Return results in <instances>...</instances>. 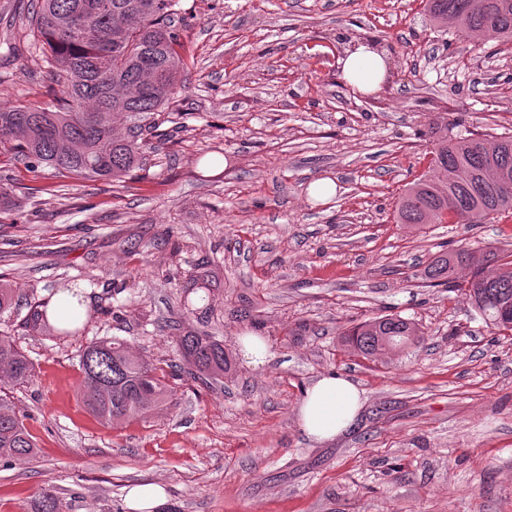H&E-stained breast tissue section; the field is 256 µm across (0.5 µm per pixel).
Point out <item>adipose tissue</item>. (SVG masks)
<instances>
[{"label":"adipose tissue","mask_w":512,"mask_h":512,"mask_svg":"<svg viewBox=\"0 0 512 512\" xmlns=\"http://www.w3.org/2000/svg\"><path fill=\"white\" fill-rule=\"evenodd\" d=\"M387 71L386 56L365 44L347 50L342 63L344 81L365 94L380 90ZM362 407V392L351 379L325 375L307 390L299 407V426L310 440H329L351 428Z\"/></svg>","instance_id":"1"}]
</instances>
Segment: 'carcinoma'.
I'll return each mask as SVG.
<instances>
[{"label":"carcinoma","mask_w":512,"mask_h":512,"mask_svg":"<svg viewBox=\"0 0 512 512\" xmlns=\"http://www.w3.org/2000/svg\"><path fill=\"white\" fill-rule=\"evenodd\" d=\"M179 0H39L30 36L48 55L46 62L67 76L61 95L48 106L0 102V144L8 141L14 163L47 166L72 176L122 178L142 161L144 135L164 136L152 115L180 88L184 47L176 25ZM430 20L455 24L467 33L512 42V0H425ZM77 22L65 31L61 21ZM129 120L126 132L116 119ZM512 210V134L457 135L437 140L428 166L399 198V224H480ZM498 263L488 274L485 264ZM459 267L470 269L465 295L482 320L503 336L512 335V252H486L483 260L459 249L431 259L424 277L436 286L455 282ZM51 297L34 301L27 323L60 336L85 327L74 309L64 318L49 312ZM423 332L398 314L377 316L344 333L357 355L376 360L417 345ZM177 346L188 373L207 384L224 378L231 362L213 336L187 332ZM80 396L101 423L141 419L171 397L156 368L118 339L90 342L79 355ZM0 373L14 386L28 383L33 365L8 336H0ZM36 450L9 397L0 394V461L30 458ZM58 497L44 489L33 512H60Z\"/></svg>","instance_id":"1"}]
</instances>
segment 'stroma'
<instances>
[{"instance_id": "35a3bbf8", "label": "stroma", "mask_w": 512, "mask_h": 512, "mask_svg": "<svg viewBox=\"0 0 512 512\" xmlns=\"http://www.w3.org/2000/svg\"><path fill=\"white\" fill-rule=\"evenodd\" d=\"M186 46L177 113L144 167L119 181L11 166L0 210V283L20 291L0 332L31 359L0 384L37 449L0 465V512H126L133 485L165 487L160 512H512V336L463 292L431 287L441 249L512 250V214L419 229L397 223L405 186L437 136L512 132V43L442 31L421 0H180ZM387 49L380 91L341 75L347 48ZM19 0H0V99L48 103L58 89ZM333 189L312 194V184ZM39 187L36 197L20 188ZM84 291L85 329L48 337L31 298ZM397 313L424 341L388 361L341 336ZM222 340L223 381L168 377L149 417L100 424L79 391L80 350L126 341L180 363L175 336ZM269 349L260 368L242 335ZM347 376L363 393L353 428L321 443L298 423L308 387ZM239 352L249 366H263L269 357L265 343L255 336L245 335L238 338Z\"/></svg>"}]
</instances>
